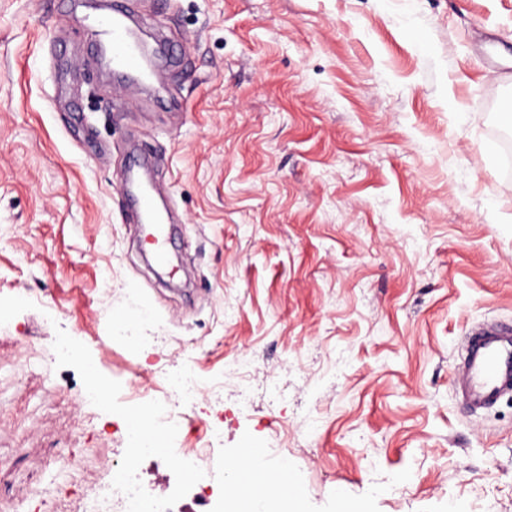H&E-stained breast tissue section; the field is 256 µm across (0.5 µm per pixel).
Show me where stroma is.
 <instances>
[{"label":"stroma","instance_id":"stroma-1","mask_svg":"<svg viewBox=\"0 0 512 512\" xmlns=\"http://www.w3.org/2000/svg\"><path fill=\"white\" fill-rule=\"evenodd\" d=\"M131 2L189 49L179 109L119 104L86 0H0V512H75L125 458L90 363L194 369L182 445L221 448L215 485L284 448L302 512H512V396L454 394L461 337L512 323V0ZM135 146L182 221L168 281L128 221Z\"/></svg>","mask_w":512,"mask_h":512}]
</instances>
